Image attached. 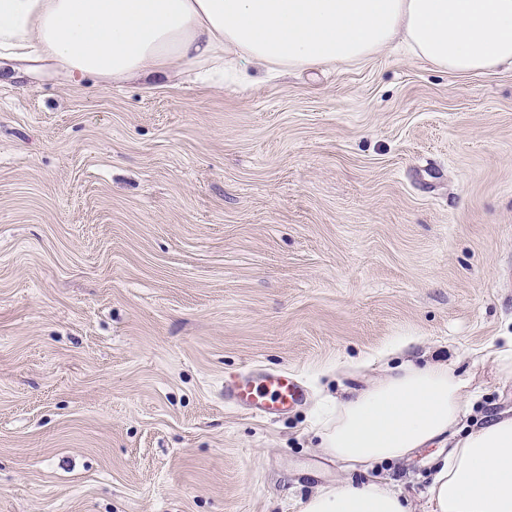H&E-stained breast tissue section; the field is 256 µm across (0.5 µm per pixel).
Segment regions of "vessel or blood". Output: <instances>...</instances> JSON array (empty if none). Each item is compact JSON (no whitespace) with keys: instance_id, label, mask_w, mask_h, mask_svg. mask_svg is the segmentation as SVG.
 I'll return each mask as SVG.
<instances>
[{"instance_id":"vessel-or-blood-1","label":"vessel or blood","mask_w":512,"mask_h":512,"mask_svg":"<svg viewBox=\"0 0 512 512\" xmlns=\"http://www.w3.org/2000/svg\"><path fill=\"white\" fill-rule=\"evenodd\" d=\"M306 400L305 387L285 371L264 372L257 378L237 375L224 381L225 403L262 419H272Z\"/></svg>"}]
</instances>
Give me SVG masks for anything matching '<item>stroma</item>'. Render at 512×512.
I'll return each mask as SVG.
<instances>
[{"mask_svg": "<svg viewBox=\"0 0 512 512\" xmlns=\"http://www.w3.org/2000/svg\"><path fill=\"white\" fill-rule=\"evenodd\" d=\"M250 76L0 62V512H303L367 477L423 512L447 441L352 470L319 413L436 361L466 427L512 408V71ZM265 370L308 402L225 405ZM306 400L305 387L288 371L262 372L258 379L246 375L224 379V402L262 419H272Z\"/></svg>", "mask_w": 512, "mask_h": 512, "instance_id": "35a3bbf8", "label": "stroma"}]
</instances>
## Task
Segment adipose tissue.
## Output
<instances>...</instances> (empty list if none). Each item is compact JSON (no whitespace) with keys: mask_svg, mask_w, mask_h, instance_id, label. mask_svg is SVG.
I'll use <instances>...</instances> for the list:
<instances>
[{"mask_svg":"<svg viewBox=\"0 0 512 512\" xmlns=\"http://www.w3.org/2000/svg\"><path fill=\"white\" fill-rule=\"evenodd\" d=\"M461 76L512 70V0H0V58L53 60L72 77L137 78L151 86L177 68L223 76L244 65L294 70L367 60L393 43ZM472 394L438 363L403 365L337 403L316 428L320 449L370 466L398 462L442 438L428 512H512V414L471 429ZM376 481L313 494L304 512H412Z\"/></svg>","mask_w":512,"mask_h":512,"instance_id":"adipose-tissue-1","label":"adipose tissue"}]
</instances>
